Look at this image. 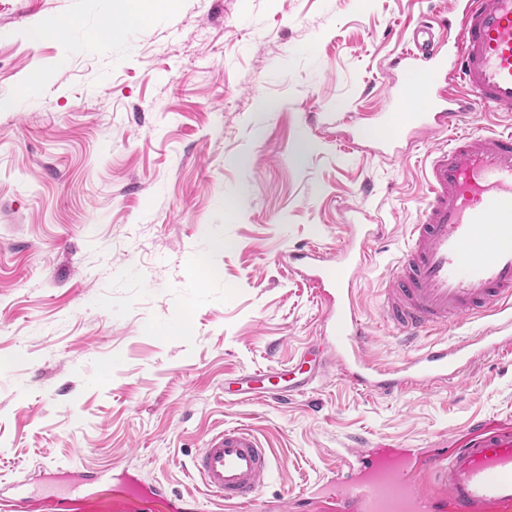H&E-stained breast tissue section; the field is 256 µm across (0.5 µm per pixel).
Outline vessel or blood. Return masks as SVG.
<instances>
[{
	"label": "vessel or blood",
	"mask_w": 512,
	"mask_h": 512,
	"mask_svg": "<svg viewBox=\"0 0 512 512\" xmlns=\"http://www.w3.org/2000/svg\"><path fill=\"white\" fill-rule=\"evenodd\" d=\"M439 26L455 28L454 39L437 37ZM397 61L403 71L423 75V105L378 113L391 137L376 153L398 156L425 136H444L445 143L426 165V205L383 293L384 320L408 340L463 316L494 314L501 321L478 336L429 344L394 366L371 360L354 288L368 247L384 227L357 207L335 252L311 246L288 255L327 310L319 338L305 350L313 367L273 392L258 389L262 371L249 372L238 380L239 398L282 402L332 373L374 395L447 385L486 356L512 351V131L476 136L459 129L477 104L512 114V0H452L440 25L415 24ZM351 453L358 469L347 471V454L337 453L339 472L297 497L300 512H512L510 418L472 424L446 453L390 448L361 437ZM272 466L254 431L235 425L207 440L191 476L210 502L250 512ZM71 480L73 494L61 498L37 499L13 485L11 494L0 491V512H92L100 474L76 471ZM148 496L167 512H185L188 505L163 484Z\"/></svg>",
	"instance_id": "b4317fda"
}]
</instances>
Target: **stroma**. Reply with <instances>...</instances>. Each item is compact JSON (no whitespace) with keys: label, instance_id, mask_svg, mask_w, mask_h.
Instances as JSON below:
<instances>
[{"label":"stroma","instance_id":"obj_1","mask_svg":"<svg viewBox=\"0 0 512 512\" xmlns=\"http://www.w3.org/2000/svg\"><path fill=\"white\" fill-rule=\"evenodd\" d=\"M430 2L169 0L101 40L127 0H0V484L95 468L102 512L158 482L201 501L193 459L243 424L274 457L261 498L284 506L355 437L443 447L512 416V353L391 395L332 375L284 403L224 396L319 335L325 306L288 254L335 251L355 206L386 226L357 279L367 353L409 355L379 304L440 139L366 146L394 90L419 104L394 62ZM65 16V40L28 41Z\"/></svg>","mask_w":512,"mask_h":512}]
</instances>
